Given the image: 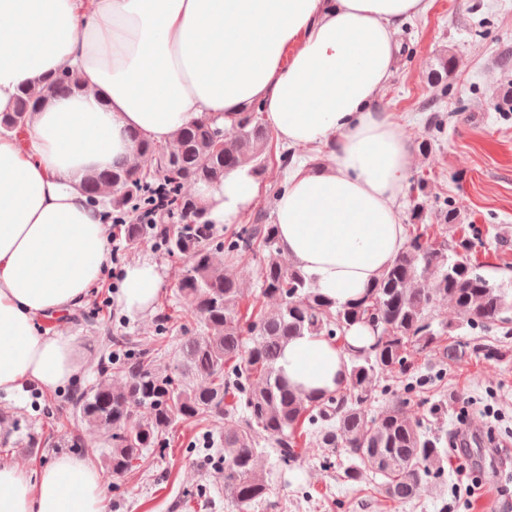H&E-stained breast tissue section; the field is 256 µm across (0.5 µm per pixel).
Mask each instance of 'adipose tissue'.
I'll list each match as a JSON object with an SVG mask.
<instances>
[{
	"mask_svg": "<svg viewBox=\"0 0 512 512\" xmlns=\"http://www.w3.org/2000/svg\"><path fill=\"white\" fill-rule=\"evenodd\" d=\"M429 0H0V113L21 87L60 71L77 92L48 99L26 130L0 136V392L55 390L81 369L74 340L39 331L99 280L107 226L81 190L90 172L138 159L129 131L159 146L207 116L231 127L261 105L280 142L325 149L322 170H292L278 195L280 243L324 294L361 295L403 248L412 144L379 105L395 36ZM245 168L193 193L214 225L258 195ZM155 264L125 266L114 300L151 311ZM347 358L324 338L289 341L278 361L302 392H331ZM0 512H105L101 478L61 454L34 472L0 464Z\"/></svg>",
	"mask_w": 512,
	"mask_h": 512,
	"instance_id": "1",
	"label": "adipose tissue"
}]
</instances>
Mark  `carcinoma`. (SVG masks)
I'll list each match as a JSON object with an SVG mask.
<instances>
[{
  "label": "carcinoma",
  "mask_w": 512,
  "mask_h": 512,
  "mask_svg": "<svg viewBox=\"0 0 512 512\" xmlns=\"http://www.w3.org/2000/svg\"><path fill=\"white\" fill-rule=\"evenodd\" d=\"M77 90L78 78L70 72L39 91L21 88L13 111L0 113V134L21 133L41 102ZM130 137L151 167L116 164L87 175L82 189L91 202L100 203L102 188L112 187L107 204L120 212L147 208L158 196L167 199L159 219L176 220L175 233L159 223L131 224L126 238L133 245L150 235L168 253L187 259L177 296L203 332L180 344L177 368L200 383H180L158 363L154 349L108 339L97 383L73 395L70 406L76 419L110 445L105 451L110 472H130L175 425L217 418L224 420V496L240 512L269 496L261 458L272 456L288 466L297 461L296 431L303 425L325 448L327 467L347 457L349 464L340 473L346 483L380 477L387 497L404 503L438 479L448 457L442 440L410 420L406 399L378 413L372 403L380 382L394 375L404 378L405 393L421 392L425 381L412 375L413 357L431 351L449 358L461 355L462 346L448 341L452 333L512 324V291L464 257L469 239L437 244L424 232L413 233L364 294L341 303L283 258L278 225L265 223L262 213L220 239L204 219L200 202L182 193L186 184L218 182L234 168L247 167L256 175L264 171L273 137L256 109L240 113L230 128L203 117L181 128L166 147L134 132ZM256 250L263 254L260 296L276 300L277 306L270 311L255 306L244 315L230 266ZM219 254L225 262L217 261ZM439 300L455 306L457 322H435L432 311ZM355 325L369 331V345L355 348L346 341ZM305 335L334 340L347 353L345 379L336 391L302 393L277 367L288 342ZM114 368L125 378L118 388L110 381ZM259 431L266 433L269 447L256 440Z\"/></svg>",
  "instance_id": "obj_1"
}]
</instances>
